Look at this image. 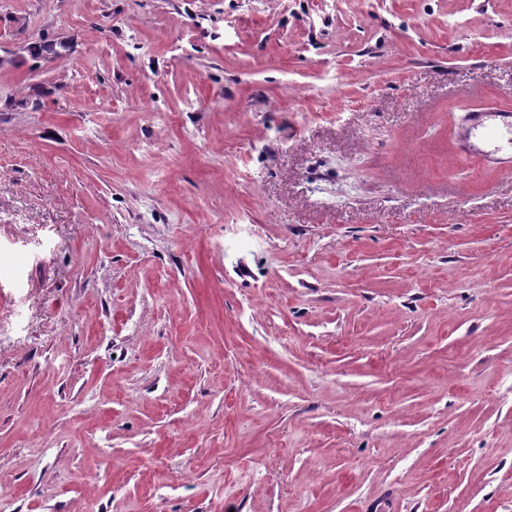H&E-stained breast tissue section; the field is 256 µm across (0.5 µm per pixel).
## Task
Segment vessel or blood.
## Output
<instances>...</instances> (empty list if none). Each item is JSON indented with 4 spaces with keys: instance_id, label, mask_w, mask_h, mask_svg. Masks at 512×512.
Segmentation results:
<instances>
[{
    "instance_id": "1",
    "label": "vessel or blood",
    "mask_w": 512,
    "mask_h": 512,
    "mask_svg": "<svg viewBox=\"0 0 512 512\" xmlns=\"http://www.w3.org/2000/svg\"><path fill=\"white\" fill-rule=\"evenodd\" d=\"M468 152L487 155L498 160L505 169H512V113L475 112L470 118Z\"/></svg>"
}]
</instances>
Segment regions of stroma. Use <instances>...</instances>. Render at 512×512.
I'll return each mask as SVG.
<instances>
[{
	"label": "stroma",
	"instance_id": "35a3bbf8",
	"mask_svg": "<svg viewBox=\"0 0 512 512\" xmlns=\"http://www.w3.org/2000/svg\"><path fill=\"white\" fill-rule=\"evenodd\" d=\"M0 48V512H512V173L458 158L512 0H0Z\"/></svg>",
	"mask_w": 512,
	"mask_h": 512
}]
</instances>
